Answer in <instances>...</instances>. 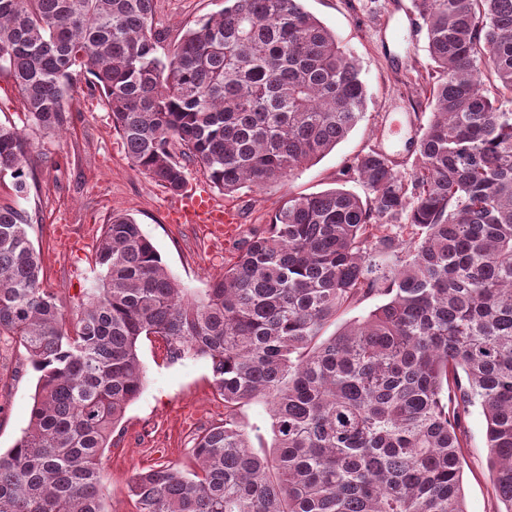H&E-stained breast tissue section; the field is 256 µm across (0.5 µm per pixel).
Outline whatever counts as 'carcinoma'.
<instances>
[{
    "label": "carcinoma",
    "instance_id": "obj_1",
    "mask_svg": "<svg viewBox=\"0 0 512 512\" xmlns=\"http://www.w3.org/2000/svg\"><path fill=\"white\" fill-rule=\"evenodd\" d=\"M415 8L436 80L410 176L381 150L357 156L366 198L341 187L281 199L201 293L134 218L114 216L72 335L20 204L31 143L0 122L13 192L0 204V334L39 373L29 424L0 452V512H108L101 456L142 392L144 336L172 363L210 361L224 421L194 438L193 468L135 474L138 512H467L461 420L476 404L512 512V0ZM164 41L154 0H0V68L35 127L66 128L78 64L133 169L172 195L188 162L226 196L279 183L364 117L357 62L303 0H224L161 56ZM373 296L383 303L324 336ZM255 399L272 420L268 454L238 419Z\"/></svg>",
    "mask_w": 512,
    "mask_h": 512
}]
</instances>
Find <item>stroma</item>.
Segmentation results:
<instances>
[{"instance_id":"stroma-1","label":"stroma","mask_w":512,"mask_h":512,"mask_svg":"<svg viewBox=\"0 0 512 512\" xmlns=\"http://www.w3.org/2000/svg\"><path fill=\"white\" fill-rule=\"evenodd\" d=\"M304 5L356 59L370 95L365 117L316 164L260 190L245 187L225 197L215 192L198 166L189 165L188 188L214 193L217 201H229L238 212V235L218 246L198 225L173 223L175 196L132 168L104 97L90 89L91 77L84 69L76 71L69 122L56 135L33 126L13 78L0 69V122L24 132L32 145L35 185L24 206L38 217L29 235L41 254L42 286L57 297L67 324L75 322L93 277L98 237L113 216L133 217L170 274L199 293L213 275L236 260L249 234L269 222L283 196L338 185L366 196L365 187L348 169L356 155L371 148L399 151L400 170L410 171L412 159L402 148L429 114L428 80L434 71L422 20L405 16L413 0H304ZM223 6L224 0H157L156 21L173 43L187 23ZM139 356L146 373L143 390L102 454L109 512H137L129 489L134 474L162 462L192 466L194 438L224 419V399L213 386L208 361L169 362L162 340L155 337L140 341ZM37 380L25 350L12 337L0 335L1 451L12 448L26 429ZM462 428L467 512H499L487 464L486 421L479 406L470 408Z\"/></svg>"}]
</instances>
